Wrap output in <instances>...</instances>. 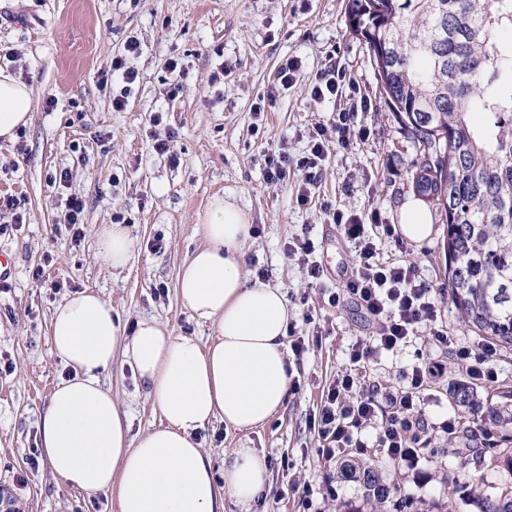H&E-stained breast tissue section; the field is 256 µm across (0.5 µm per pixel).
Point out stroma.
Listing matches in <instances>:
<instances>
[{
	"instance_id": "1",
	"label": "stroma",
	"mask_w": 512,
	"mask_h": 512,
	"mask_svg": "<svg viewBox=\"0 0 512 512\" xmlns=\"http://www.w3.org/2000/svg\"><path fill=\"white\" fill-rule=\"evenodd\" d=\"M348 0H0V69L33 91L30 123L15 140L0 141V196L14 198L16 213L0 212V254L10 258L0 272V507L17 512H118L115 495L87 494L63 485L40 448L38 422L54 386L70 374L53 350L50 322L67 295L89 289L112 306L126 327L142 318L158 320L174 334L208 339L211 326L198 324L181 308L176 283L193 252L197 233L214 198L236 202L256 234L245 246L248 276L265 275L282 289L290 323L305 349L289 354L293 369L286 404L262 427L226 432L221 422L199 440L214 463L225 452L250 447L269 462V489L252 512H336L360 501L359 482L341 476V460L377 465L385 483L413 500L451 501L455 512L475 505L449 498L446 474L461 457L440 429L459 412L448 396L457 382L472 384L482 399L499 401L512 390V351L495 350V382L471 380L468 361L435 345L428 328L397 351L352 362V346L375 334L364 309L343 286L356 251L332 222L334 210L378 214L369 232L378 259L413 263L434 288L440 323L459 344L484 345L466 328L448 298L446 227L434 224L429 239L416 244L383 236L385 224L399 225L400 208L413 196L416 151L380 92L366 44L347 23ZM140 43L131 63L139 78L124 87L121 76L102 82L113 57L129 38ZM184 71L174 78L170 57ZM297 56L302 72L276 102L256 111L276 82L283 59ZM223 68L224 81L209 86L208 75ZM337 68L355 86L321 102L310 96L316 75ZM126 92L117 112L112 96ZM371 101L360 107L361 98ZM340 112L353 115L366 139L348 147L328 137L327 157L310 188L307 205L296 201L300 174L276 185L265 179V160L282 151L308 152V131L331 127ZM160 123H153V116ZM167 151H158L157 140ZM83 202V236L73 242L63 219L70 198ZM121 220L137 244L124 269L101 255V225ZM309 227L324 268L313 283L289 241ZM340 294L330 305L331 294ZM441 363L425 384L424 417L430 444L415 468L394 463L379 448H349L327 459L312 427L329 387L349 374L364 388L400 383V373L417 362ZM101 381L111 391L138 435L160 424L146 387L125 356H117ZM313 492L311 510L301 504Z\"/></svg>"
}]
</instances>
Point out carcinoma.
Here are the masks:
<instances>
[{
	"mask_svg": "<svg viewBox=\"0 0 512 512\" xmlns=\"http://www.w3.org/2000/svg\"><path fill=\"white\" fill-rule=\"evenodd\" d=\"M382 96L412 139L415 193L447 227L448 297L471 331L512 350V0H348ZM463 412L448 445L463 455L453 492L478 512H512V392L483 406L474 389L449 390ZM494 448L506 477L480 474ZM364 489L346 512H447L393 500L376 467L343 465Z\"/></svg>",
	"mask_w": 512,
	"mask_h": 512,
	"instance_id": "1",
	"label": "carcinoma"
}]
</instances>
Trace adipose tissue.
<instances>
[{
  "instance_id": "adipose-tissue-1",
  "label": "adipose tissue",
  "mask_w": 512,
  "mask_h": 512,
  "mask_svg": "<svg viewBox=\"0 0 512 512\" xmlns=\"http://www.w3.org/2000/svg\"><path fill=\"white\" fill-rule=\"evenodd\" d=\"M32 109L28 85L0 71V140H14ZM252 230L233 200L215 199L199 226L205 244L180 272L179 301L212 326L208 341L174 335L151 318L126 333L111 305L90 290L55 307L53 347L71 375L56 384L40 433L51 471L67 486L115 490L119 512H224L228 496L247 510L265 492L264 454L235 448L218 468L197 440L215 419L229 430L262 427L291 388L288 301L280 288L248 278L241 263ZM98 236L105 259L124 267L136 246L129 230L108 224ZM120 349L163 420L136 437L100 379Z\"/></svg>"
}]
</instances>
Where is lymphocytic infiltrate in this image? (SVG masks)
I'll use <instances>...</instances> for the list:
<instances>
[{"label":"lymphocytic infiltrate","mask_w":512,"mask_h":512,"mask_svg":"<svg viewBox=\"0 0 512 512\" xmlns=\"http://www.w3.org/2000/svg\"><path fill=\"white\" fill-rule=\"evenodd\" d=\"M335 134L336 143L347 146L353 134L350 113H337L331 128L309 131L308 154L294 158L288 153L269 159L265 167L268 183L277 184L292 172H301L297 200L307 204L312 184L326 158L325 141ZM332 220L344 238L356 249L357 264L345 288L370 314L376 334L358 342L351 354L360 361L394 351L424 325H434L440 307L433 288L410 263L386 265L377 261V242L366 229L363 217L353 212L335 211ZM441 371L439 364L421 362L403 371L401 387L363 391L352 376L337 379L313 419L318 436L324 441L323 455L334 457L346 448L363 447L362 435L374 431L377 447L383 448L396 463H417L426 431L421 394L430 377Z\"/></svg>","instance_id":"lymphocytic-infiltrate-1"}]
</instances>
